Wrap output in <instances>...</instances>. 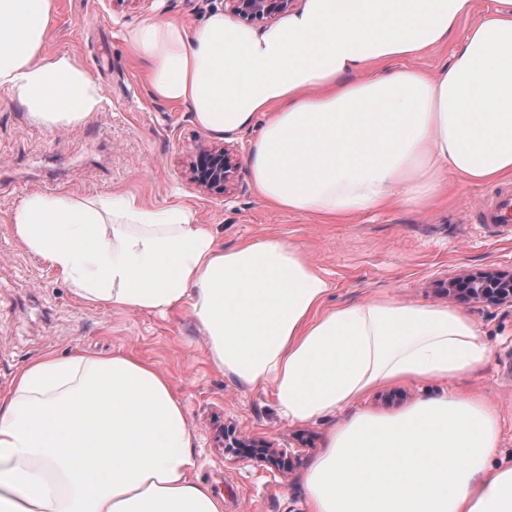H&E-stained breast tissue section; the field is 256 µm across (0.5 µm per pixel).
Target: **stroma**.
Returning a JSON list of instances; mask_svg holds the SVG:
<instances>
[{
	"mask_svg": "<svg viewBox=\"0 0 512 512\" xmlns=\"http://www.w3.org/2000/svg\"><path fill=\"white\" fill-rule=\"evenodd\" d=\"M450 44L414 59L433 73L450 61L494 0H474ZM224 0H56L48 47L74 55L100 87V112L83 125L51 131L31 123L18 101L0 98V394L28 363L45 354L122 351L169 375L197 439L194 477L224 502V512H309L308 463L324 450L332 418L291 423L272 389L250 388L217 371L187 311L156 313L85 306L56 273L15 237L11 212L30 194H132L149 208L177 202L212 225L224 247L265 236L297 244L331 285L327 306L370 297L445 304L462 310L489 347L472 372L448 380L407 381L372 390L357 409L391 414L445 390L485 398L499 427L496 463H512V307L448 294L456 277L512 271V234L488 224L483 210L501 183L448 184L426 207L397 204L342 222L278 210L258 196L247 173L223 193L190 180L197 152L215 138L185 106L157 98L133 57L126 28L157 17L196 25ZM260 438L291 455V468L225 448V437Z\"/></svg>",
	"mask_w": 512,
	"mask_h": 512,
	"instance_id": "35a3bbf8",
	"label": "stroma"
}]
</instances>
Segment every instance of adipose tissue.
Returning <instances> with one entry per match:
<instances>
[{
  "label": "adipose tissue",
  "instance_id": "ef3b65f1",
  "mask_svg": "<svg viewBox=\"0 0 512 512\" xmlns=\"http://www.w3.org/2000/svg\"><path fill=\"white\" fill-rule=\"evenodd\" d=\"M474 0H303L256 31L221 12L155 18L125 41L159 99L222 138L268 116L246 155L259 196L344 219L436 201L444 176L512 179V0L476 24L449 66L407 67L447 41ZM55 0H0V93L49 130L84 124L104 97L78 60L47 48ZM18 240L90 307L188 310L208 356L281 415L333 413L304 479L310 512H512V464L489 460L494 408L444 392L392 414L355 410L374 387L454 379L488 347L445 306L374 298L329 308L328 281L293 243L233 248L179 205L132 195L34 193ZM195 432L170 378L126 353L31 362L0 395V512H223L195 481Z\"/></svg>",
  "mask_w": 512,
  "mask_h": 512
}]
</instances>
